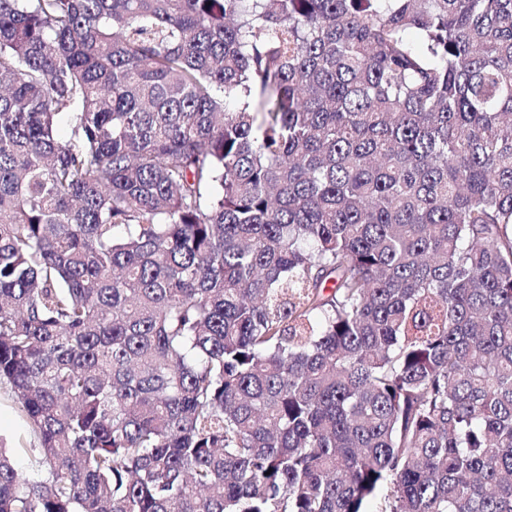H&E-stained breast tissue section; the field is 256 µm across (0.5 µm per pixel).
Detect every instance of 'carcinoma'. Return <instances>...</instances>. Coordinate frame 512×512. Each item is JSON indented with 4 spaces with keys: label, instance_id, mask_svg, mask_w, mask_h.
<instances>
[{
    "label": "carcinoma",
    "instance_id": "carcinoma-1",
    "mask_svg": "<svg viewBox=\"0 0 512 512\" xmlns=\"http://www.w3.org/2000/svg\"><path fill=\"white\" fill-rule=\"evenodd\" d=\"M2 379L0 512H512V0H0ZM6 448L17 468L38 479L46 475L37 471L35 448L39 447L37 435L32 430L25 413L14 397L11 385L0 381V446Z\"/></svg>",
    "mask_w": 512,
    "mask_h": 512
}]
</instances>
